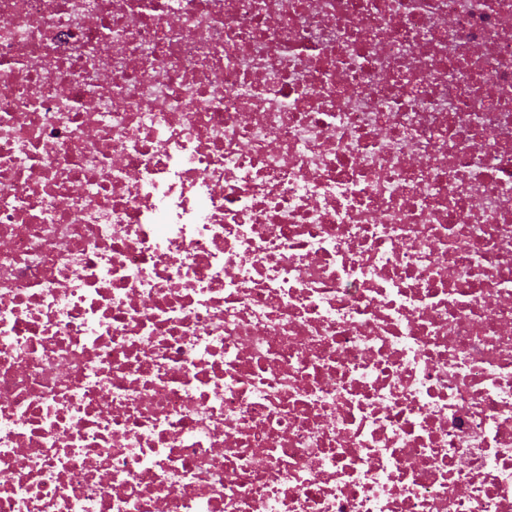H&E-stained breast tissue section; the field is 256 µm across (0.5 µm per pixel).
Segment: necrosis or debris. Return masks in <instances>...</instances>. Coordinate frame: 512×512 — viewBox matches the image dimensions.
Here are the masks:
<instances>
[{
	"label": "necrosis or debris",
	"instance_id": "obj_1",
	"mask_svg": "<svg viewBox=\"0 0 512 512\" xmlns=\"http://www.w3.org/2000/svg\"><path fill=\"white\" fill-rule=\"evenodd\" d=\"M0 512H512V0H0Z\"/></svg>",
	"mask_w": 512,
	"mask_h": 512
}]
</instances>
